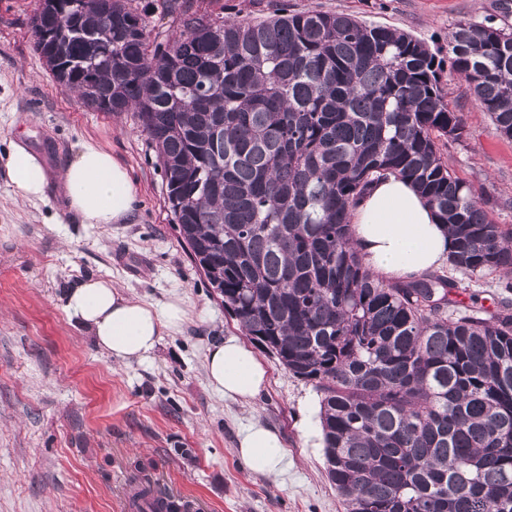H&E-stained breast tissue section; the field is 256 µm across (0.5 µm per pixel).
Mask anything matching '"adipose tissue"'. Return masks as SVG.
<instances>
[{
    "mask_svg": "<svg viewBox=\"0 0 512 512\" xmlns=\"http://www.w3.org/2000/svg\"><path fill=\"white\" fill-rule=\"evenodd\" d=\"M6 167L17 198L44 197L48 173L35 155L12 145ZM60 181L69 210L87 223L119 224L135 209L136 195L126 168L94 146H84L66 163ZM351 238L368 269L390 281L438 268L452 249L434 210L410 182L394 176L374 184L356 207ZM65 309L100 349L120 361L148 357L163 331L178 330L185 319L180 304L159 309L126 296L111 281L92 277L68 289ZM205 370L209 386L231 400H252L266 383L263 365L235 337L209 348ZM238 445L252 471L276 475L287 465L278 433L266 425L251 423L241 432Z\"/></svg>",
    "mask_w": 512,
    "mask_h": 512,
    "instance_id": "obj_1",
    "label": "adipose tissue"
}]
</instances>
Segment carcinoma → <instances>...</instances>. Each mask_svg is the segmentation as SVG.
Here are the masks:
<instances>
[{"instance_id": "1", "label": "carcinoma", "mask_w": 512, "mask_h": 512, "mask_svg": "<svg viewBox=\"0 0 512 512\" xmlns=\"http://www.w3.org/2000/svg\"><path fill=\"white\" fill-rule=\"evenodd\" d=\"M36 12L35 50L98 112L135 113L224 310L320 396L329 482L345 512H512V228L494 223L437 139L465 135L443 60L412 35L333 11L226 19L162 0ZM451 69L512 138V29L461 21ZM411 181L453 241L448 264L501 270L495 307L432 271L373 275L350 209L376 180ZM135 512H181L146 486ZM134 5L138 4L139 9L148 6V20L151 28H153V35L158 36V41H165L175 33V28L172 27V21L170 17H163L160 12L161 8H155V5L159 4L157 0H135Z\"/></svg>"}]
</instances>
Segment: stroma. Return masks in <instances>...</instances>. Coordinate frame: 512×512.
<instances>
[{
    "mask_svg": "<svg viewBox=\"0 0 512 512\" xmlns=\"http://www.w3.org/2000/svg\"><path fill=\"white\" fill-rule=\"evenodd\" d=\"M40 0H0V512H129L139 485L184 498L191 512H343L325 474L319 397L263 350L268 384L232 401L205 378L209 347L241 331L182 243L155 153L133 113L95 112L63 91L33 47ZM289 11L331 10L446 46L457 22L512 28V0H288ZM461 112V140H441L456 175L512 226V139L468 83L444 69ZM58 172L82 145L127 168L136 205L127 222L90 224L70 211L57 180L44 199L7 183L9 145ZM88 277L161 308L182 305L179 331L155 352L120 361L69 319L64 296ZM253 422L276 429L288 457L279 475L250 470L238 439Z\"/></svg>",
    "mask_w": 512,
    "mask_h": 512,
    "instance_id": "1",
    "label": "stroma"
}]
</instances>
